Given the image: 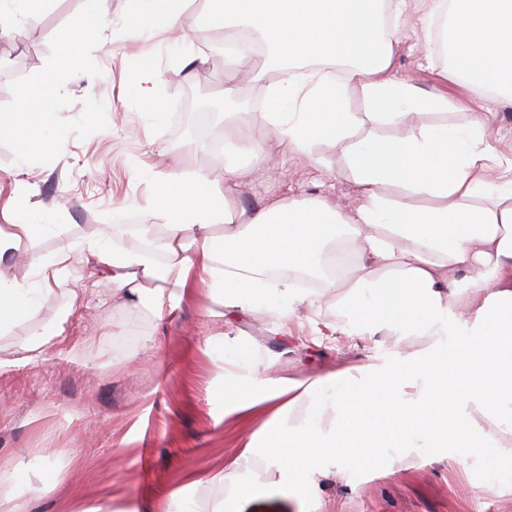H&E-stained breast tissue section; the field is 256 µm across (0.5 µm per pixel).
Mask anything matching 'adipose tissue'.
I'll return each mask as SVG.
<instances>
[{"label":"adipose tissue","mask_w":512,"mask_h":512,"mask_svg":"<svg viewBox=\"0 0 512 512\" xmlns=\"http://www.w3.org/2000/svg\"><path fill=\"white\" fill-rule=\"evenodd\" d=\"M80 28L57 36V69L83 63L81 46L108 23L96 0ZM195 0H127L132 38L186 31ZM208 19L225 31L224 138L241 145L252 164L265 146L309 154L315 143L341 153L358 187L350 211L327 197H282L246 209L238 185L244 168L224 166L223 183L202 167L160 174L143 166L160 224H129L123 235L101 232L83 249L87 264L105 272L112 293L155 316L181 309L197 283L223 309L225 324L256 312L277 326L319 293L299 287L297 273L317 274L333 244L350 247L341 271L347 326L361 336H429L423 350L394 347L368 363L312 380L274 376L269 350L239 349L227 334L208 337L224 351L216 393L220 418L254 427L242 448L216 472H192L190 484L212 492L200 505L173 492L155 512H245L261 491L279 488L299 512H326L311 497L318 477L350 454L375 447L400 455L448 448L453 459L480 455L498 463L491 478L512 483V179L492 181L485 121L429 123L447 112V92H426L397 78L398 42L381 25L384 0H211ZM426 27L443 38L444 78L499 100L512 101V0H427ZM246 31L266 50L261 115L237 108L233 72L251 57L240 48ZM159 71L140 60L127 90L154 121L166 106L155 94ZM360 85L363 112L345 102ZM412 118L402 137L371 132L374 124ZM49 83L27 88L18 109L0 113V137L14 140L29 163L48 131L57 129ZM222 233H215L216 225ZM142 249L127 254L123 236ZM71 257L32 258L28 270L0 279V337L25 330L20 363L59 343L64 325L47 329L39 313L68 275Z\"/></svg>","instance_id":"1"}]
</instances>
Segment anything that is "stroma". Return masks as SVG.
<instances>
[{
  "instance_id": "35a3bbf8",
  "label": "stroma",
  "mask_w": 512,
  "mask_h": 512,
  "mask_svg": "<svg viewBox=\"0 0 512 512\" xmlns=\"http://www.w3.org/2000/svg\"><path fill=\"white\" fill-rule=\"evenodd\" d=\"M91 0H48L39 19L27 24L22 43L0 42V112L16 109L18 87L51 80L54 110L65 130L46 143L34 167L17 164L14 142L0 139V226L12 222L11 204L25 199L44 231L29 255L70 254L74 264L41 321H65L66 336L29 363L11 362L25 339L23 328L0 338V464L22 469L27 488L20 512H70L75 500L112 494L114 506L129 503L152 512L178 491L203 503L207 487L187 485L190 470H206L241 447L250 423L214 422L215 392L223 350L205 351L207 337L223 332L224 320L205 313L204 287L175 318L158 319L111 295L109 282L81 257L82 245L119 222L157 224L150 186L139 180L140 162L160 170L174 162L204 167L223 178L225 163H243L230 144L206 146L185 127L178 104L191 111L224 109L223 38H208L207 0H195L197 20L187 38L169 32L149 42L125 39L126 0H107L109 25L83 48L79 69L58 74L55 34L76 27ZM423 0H407L392 26L398 39L395 74L425 91L460 99L449 108L451 123L479 113L487 119V142L498 157L495 176L512 163V104L496 102L445 82L444 59L429 43ZM161 72L156 93L167 117L153 123L125 90V78L141 56ZM268 166L254 170L241 188L249 200L327 196L350 208L357 186L345 159L325 144L311 156L271 146ZM82 306L71 310L72 295ZM342 289L322 291L320 309L298 311L281 330L262 313L237 322L242 346L271 350L277 376L315 377L354 367L375 350L393 347L390 336L348 333L333 302ZM55 449L62 473L48 482L45 449ZM489 458L451 461L430 448L393 462L384 449L363 461H340L342 476L324 488L327 512H512V488L489 485Z\"/></svg>"
}]
</instances>
